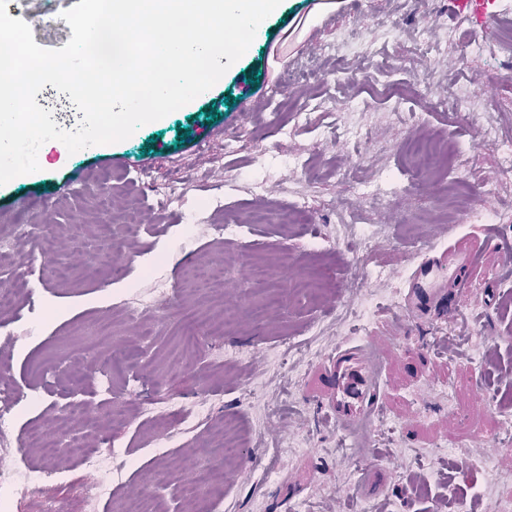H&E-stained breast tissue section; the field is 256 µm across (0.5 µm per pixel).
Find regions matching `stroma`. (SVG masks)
I'll use <instances>...</instances> for the list:
<instances>
[{
  "instance_id": "obj_1",
  "label": "stroma",
  "mask_w": 512,
  "mask_h": 512,
  "mask_svg": "<svg viewBox=\"0 0 512 512\" xmlns=\"http://www.w3.org/2000/svg\"><path fill=\"white\" fill-rule=\"evenodd\" d=\"M77 2L8 0L7 13L30 22L36 44L57 49L72 36L61 14ZM317 3L283 0L191 105L118 143L72 154L47 142L38 171L0 186V238L33 224L48 253L30 257L19 240L0 261V286L15 291L0 308V385L40 395L19 427L42 429L56 446L65 474L50 492L65 512H114L138 495L194 512L174 488L206 485L212 468L225 474L216 512H448L458 496L468 512H499V485L469 464L486 458L512 473L503 441L512 410L502 406L512 399V290L500 251L512 245V177L498 178L476 127L430 105L474 84L476 111L512 135V51L491 59L449 44L436 64L410 56L421 29L444 22L470 31L449 0L425 9L413 0H333L322 11ZM349 33L376 53L347 61L340 75L328 48ZM383 62L402 82L397 113ZM338 98L357 111L333 108ZM299 112L307 123H295ZM443 136L468 154L475 207L492 210L490 220L450 223L441 176L411 186L409 139ZM347 167L363 185L387 172L392 192L381 203L358 199L353 223L341 224L336 209L349 187L336 171ZM492 177L497 194L480 197ZM172 186L178 200L169 206ZM303 196L307 219L290 213ZM380 205L383 231L358 252L355 236ZM228 220L241 224L240 236L216 235ZM427 246L476 257L463 291L448 298L457 316L402 309L406 276ZM244 247L284 284L280 304L259 318L244 304L254 286L236 265ZM196 264L218 278L185 282L184 268ZM116 265L127 269L119 282ZM164 293L169 305L153 308ZM357 337L384 351L378 457L365 472L327 420L317 382L328 355ZM477 350L483 363L472 359ZM202 398L203 419L189 413ZM65 407L91 447L124 453L111 501L84 502L80 463L56 429ZM228 424L242 441L231 466L212 452Z\"/></svg>"
}]
</instances>
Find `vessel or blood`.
<instances>
[{
	"instance_id": "1",
	"label": "vessel or blood",
	"mask_w": 512,
	"mask_h": 512,
	"mask_svg": "<svg viewBox=\"0 0 512 512\" xmlns=\"http://www.w3.org/2000/svg\"><path fill=\"white\" fill-rule=\"evenodd\" d=\"M458 7L486 35H494L501 23L495 0H459ZM474 256L449 253L447 263L425 256L415 263L406 280L403 309L426 316L448 306L449 290L463 286L458 273L473 264ZM381 348L366 338L338 346L323 365L320 383L328 418L339 430L346 448L358 445L359 437L378 416L382 388Z\"/></svg>"
}]
</instances>
